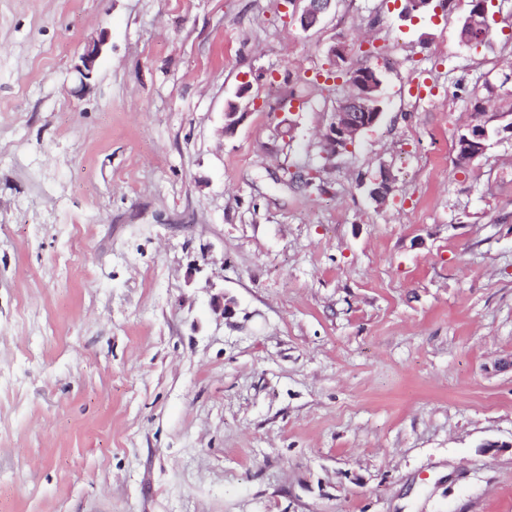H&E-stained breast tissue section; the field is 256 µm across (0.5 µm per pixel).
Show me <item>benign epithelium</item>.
<instances>
[{
    "label": "benign epithelium",
    "instance_id": "7a95c632",
    "mask_svg": "<svg viewBox=\"0 0 512 512\" xmlns=\"http://www.w3.org/2000/svg\"><path fill=\"white\" fill-rule=\"evenodd\" d=\"M331 3L332 0H306V6L299 18L301 27L309 29L317 25L330 9ZM467 26L471 36L477 39L484 36L488 27L487 4H482L479 10L468 17ZM105 45L106 38L103 34L88 43L85 52L80 56V63L74 67L80 85H86L87 80L93 76ZM348 98L352 104V111L334 110L321 138V147L329 157L338 154L342 145L347 148L353 146L362 134L374 128L381 121L383 115L380 105L382 81L379 71L371 65L368 66V70L360 73V83L357 86H352ZM508 116L507 112H494L490 115L480 116L466 125L457 136L462 147L466 148V152L456 158L458 166L469 165L472 158L486 151V142L490 138L492 123L501 121ZM393 183L394 177L389 169L381 168L379 176L372 181L369 196L376 204H385L392 192Z\"/></svg>",
    "mask_w": 512,
    "mask_h": 512
}]
</instances>
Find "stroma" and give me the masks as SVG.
<instances>
[{"mask_svg":"<svg viewBox=\"0 0 512 512\" xmlns=\"http://www.w3.org/2000/svg\"><path fill=\"white\" fill-rule=\"evenodd\" d=\"M469 10L0 0V512H512V132L454 162L512 0ZM340 42L383 118L329 157ZM333 0H306L307 4L300 15L299 21L303 29L317 25L330 9ZM105 45L106 38L104 34H100L97 40L88 43L85 52L79 58L80 63L74 67L80 85H86L87 80L93 76ZM394 177L389 169L380 168L379 176L372 181L369 196L378 205H384L393 189Z\"/></svg>","mask_w":512,"mask_h":512,"instance_id":"35a3bbf8","label":"stroma"}]
</instances>
